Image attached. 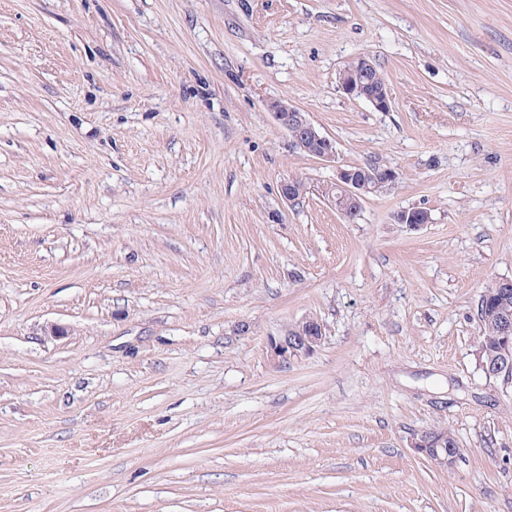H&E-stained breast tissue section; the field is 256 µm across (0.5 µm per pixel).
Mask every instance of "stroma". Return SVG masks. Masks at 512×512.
I'll return each mask as SVG.
<instances>
[{"label":"stroma","instance_id":"1","mask_svg":"<svg viewBox=\"0 0 512 512\" xmlns=\"http://www.w3.org/2000/svg\"><path fill=\"white\" fill-rule=\"evenodd\" d=\"M359 57L390 111L339 89ZM375 165L338 213L337 167ZM500 279L512 0H0V512H512V381L475 355ZM442 428L446 470L411 446ZM270 107L275 119L290 133L297 148L325 161L335 160L334 142L317 129L306 112L289 101L274 102ZM353 168L360 167H338L332 184L336 209L343 216L356 215L362 201L369 194L376 193L398 179V173L389 167H365L368 170ZM371 168L377 169L369 170ZM323 339V328L319 322L305 319L288 328L283 336L269 339V355L272 360L285 363L288 359L312 354Z\"/></svg>","mask_w":512,"mask_h":512}]
</instances>
